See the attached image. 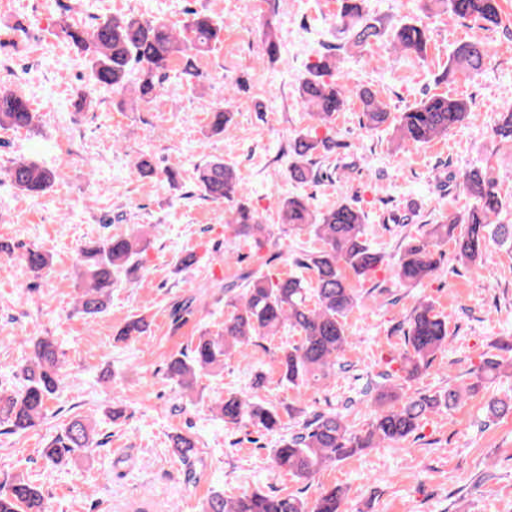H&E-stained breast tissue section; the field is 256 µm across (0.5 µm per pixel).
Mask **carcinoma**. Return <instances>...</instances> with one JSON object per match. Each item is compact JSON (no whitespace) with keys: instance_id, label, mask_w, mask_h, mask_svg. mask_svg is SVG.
Listing matches in <instances>:
<instances>
[{"instance_id":"obj_1","label":"carcinoma","mask_w":512,"mask_h":512,"mask_svg":"<svg viewBox=\"0 0 512 512\" xmlns=\"http://www.w3.org/2000/svg\"><path fill=\"white\" fill-rule=\"evenodd\" d=\"M440 8L458 19L480 20L490 26L501 24V0H426L425 8ZM181 30L162 20H146L134 14H114L87 24L66 17L60 24L63 38L76 46L90 65L92 87L78 94L75 107L82 112L93 103L96 88L110 89L122 96L120 105L148 104L162 94L168 73L176 64L193 88L203 85L206 75L194 58L213 50L223 29L214 17L199 10L188 11ZM339 33L346 43L359 51L375 45L404 52L423 61L430 40L428 29L418 20L400 22L390 28L370 16L363 0H341L337 14ZM281 43L272 25H266L265 54L274 62ZM487 57L485 44L468 41L458 44L448 61V73L476 75ZM336 57L321 54L299 82L298 98L310 111L318 126L328 127L342 111L349 97H356L363 111V125L376 129L393 124L395 148L423 145L445 138L473 115L471 104L443 94L427 96L391 116L378 93L369 87L351 86L334 77ZM37 113L29 99L17 91L0 90V128L14 130L36 126ZM232 127L231 113L221 107L210 112L209 130L223 135ZM493 134L512 144V110L500 113ZM336 147L330 137L300 134L288 150V177L297 183L318 180L315 157ZM7 177L22 194L39 198L47 194L60 178L58 171L35 161L19 160L7 171ZM197 187L206 199L222 200L228 205L227 229L237 239L263 245L269 234L267 225L249 206L245 188L233 167L212 160L197 169ZM463 187L474 198L463 215H449L431 225L426 236L409 239L393 263V276L402 285H413L429 278L439 268L446 241L454 244L457 258L473 263L490 244L512 250V225L499 224L497 218L509 207L497 189L496 180L487 172L474 169L463 176ZM281 223L288 232L305 233L319 247L303 255L300 266L312 273L314 287L302 277H273L263 268L249 272L240 289L224 290V305L231 312L224 319V330L213 336L202 331L190 353L172 356L167 376L183 391L193 390L198 375L224 367V359L244 356L254 339L276 336L284 328L297 332V343L280 349L281 381L302 391L313 381L336 374V366L352 345L345 317L357 297L348 275L357 279L374 272L384 255L373 249L365 237V213L350 204L338 203L324 211L313 207L310 199L289 195L280 203ZM151 240L145 225L136 224L122 235L105 236L83 247L77 254L78 276L82 282L76 308L88 319L105 313L112 296V284L119 274L131 272ZM22 261L38 275L52 264L49 253L29 249ZM150 321L143 314L129 318L119 331L122 340L135 341L146 335ZM448 347V318L437 313L429 301L420 302L407 319L404 346L392 361L400 371L417 377L434 356ZM498 353L487 357L474 380L432 394L421 393L401 400L392 386L375 387L365 392L374 408L368 427L350 430L344 417L335 412L319 413L301 427L281 436L271 451L273 464L300 480L307 481L322 469L360 455L385 442L403 440L412 435L430 413L451 408L464 398L489 388L496 380L512 377V338L496 342ZM22 384L15 389H0V426L9 432L27 430L44 418L48 399L65 384L66 370L59 359L56 344L48 339L33 343L32 355L17 367ZM226 427L252 426L275 432L282 428V415L293 416L300 409L259 402L243 393H229L215 406ZM487 413L492 418L512 414V397L491 396ZM171 447L187 464L196 456V441L175 434ZM104 446L88 419H74L51 440L45 456L59 462L77 451ZM347 495L332 487L314 502L296 494L281 495L256 490L237 497H226L215 489L207 497L202 512H346ZM0 512H48L42 490L23 477H15L0 486Z\"/></svg>"}]
</instances>
